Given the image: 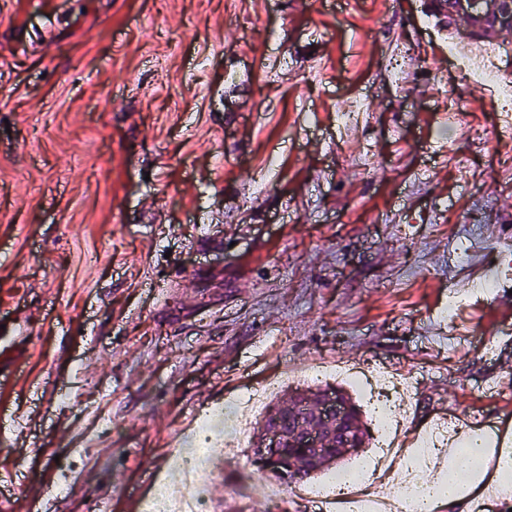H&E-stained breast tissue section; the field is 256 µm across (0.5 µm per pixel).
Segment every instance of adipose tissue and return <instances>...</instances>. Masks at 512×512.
Masks as SVG:
<instances>
[{
    "mask_svg": "<svg viewBox=\"0 0 512 512\" xmlns=\"http://www.w3.org/2000/svg\"><path fill=\"white\" fill-rule=\"evenodd\" d=\"M469 456L480 463L477 470L448 471L436 455L417 448H401L382 495L402 512L410 478H424L425 492L417 499L419 512H471L482 504L487 512H512V448L490 452L486 441L470 433L448 443L449 459Z\"/></svg>",
    "mask_w": 512,
    "mask_h": 512,
    "instance_id": "1",
    "label": "adipose tissue"
}]
</instances>
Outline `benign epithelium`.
Returning a JSON list of instances; mask_svg holds the SVG:
<instances>
[{
	"label": "benign epithelium",
	"mask_w": 512,
	"mask_h": 512,
	"mask_svg": "<svg viewBox=\"0 0 512 512\" xmlns=\"http://www.w3.org/2000/svg\"><path fill=\"white\" fill-rule=\"evenodd\" d=\"M453 13L455 17L478 18L482 21L479 28L463 26L459 32L466 38H477L480 34L486 35L512 29V0H453ZM344 412L341 409V399L334 391L324 390L321 394L304 405L302 413L293 417L296 433L308 443L317 454L323 453L322 445L325 436H336L347 439L346 432L341 428ZM288 414L283 419L275 420L271 424L263 425L257 437L253 451L269 456L285 441L289 426Z\"/></svg>",
	"instance_id": "1"
}]
</instances>
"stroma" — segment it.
Masks as SVG:
<instances>
[{"label":"stroma","instance_id":"obj_1","mask_svg":"<svg viewBox=\"0 0 512 512\" xmlns=\"http://www.w3.org/2000/svg\"><path fill=\"white\" fill-rule=\"evenodd\" d=\"M451 38L424 0H0V410L22 425L0 431V467L19 465L16 497L130 512L202 411L264 391L238 413L253 438L330 385L369 431L359 456L282 484L247 444L206 488L208 512H254L271 486L285 512H323L308 491L331 473L383 481L351 366L410 382L400 442L442 418L512 430V125ZM476 267L502 287L485 294Z\"/></svg>","mask_w":512,"mask_h":512}]
</instances>
